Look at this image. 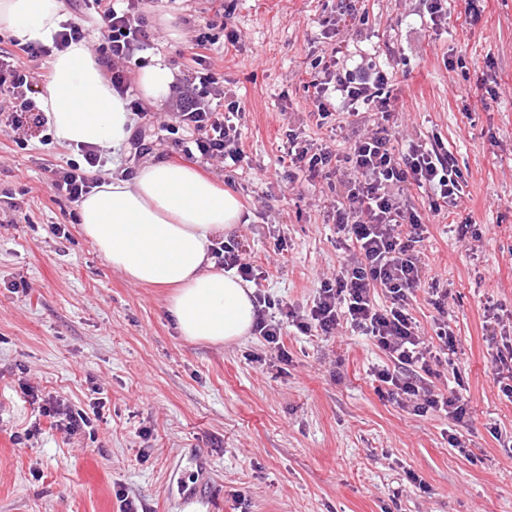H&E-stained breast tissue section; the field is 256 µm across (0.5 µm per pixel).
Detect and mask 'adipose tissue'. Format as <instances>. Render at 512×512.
Returning <instances> with one entry per match:
<instances>
[{
    "instance_id": "1",
    "label": "adipose tissue",
    "mask_w": 512,
    "mask_h": 512,
    "mask_svg": "<svg viewBox=\"0 0 512 512\" xmlns=\"http://www.w3.org/2000/svg\"><path fill=\"white\" fill-rule=\"evenodd\" d=\"M65 19L64 0H0V31L23 43L52 44ZM42 107L52 138L68 147L121 150L138 121L83 42L55 52ZM241 215L232 191L163 160L100 183L78 205L82 232L105 261L140 284L172 287L180 336L214 344L246 336L254 322L251 288L210 253Z\"/></svg>"
}]
</instances>
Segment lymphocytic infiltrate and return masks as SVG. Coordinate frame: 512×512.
I'll return each mask as SVG.
<instances>
[{"label":"lymphocytic infiltrate","instance_id":"1","mask_svg":"<svg viewBox=\"0 0 512 512\" xmlns=\"http://www.w3.org/2000/svg\"><path fill=\"white\" fill-rule=\"evenodd\" d=\"M85 5L104 22L98 59L110 71L113 89L121 96H130L129 66L154 39L142 10L143 0H85ZM85 37L81 23L68 21L52 44L30 43L18 55L0 47V97L13 100L22 111H36L41 77L24 68L21 57H49ZM207 43V34L196 37V69L192 77L176 85L168 109L174 112L179 128L193 133L192 144L201 156L223 160L231 167L244 159L237 125L241 107L235 100L214 105L209 87L216 79L205 67L202 55ZM322 72V78L311 82L318 118L328 119L340 105L389 110L390 99L383 94L388 84L385 72L374 69L356 73L341 67L336 56L324 62ZM82 155L84 165L54 169L50 189L55 196L76 203L90 193L94 183L89 171L101 165L102 156L98 148L89 146L83 148ZM285 155L290 168L312 179L344 172L336 204V233L347 258L333 277L322 281L307 313H297L265 291H256L254 333L280 350L289 325L304 334L323 336L335 335L343 327L360 332L392 362L391 367L376 374L389 396L411 407L413 414L432 409L463 422L467 414L463 398L433 393L425 383L426 375L442 366L444 357L456 354V338L443 315L448 291L439 281H432L430 286V302L438 313L434 339L421 336L410 312L413 292L423 278L416 245L422 240L424 226L420 216L402 203L403 195L414 188L427 193L434 214L457 206L462 172L455 157L441 146L412 142L397 148L384 127L358 136L340 163L328 148L301 141L294 134L288 137ZM380 294L385 296V303L377 302ZM38 410L49 418L51 428L69 436L91 425L84 410L58 398L44 399Z\"/></svg>","mask_w":512,"mask_h":512}]
</instances>
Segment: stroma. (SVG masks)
<instances>
[{
    "label": "stroma",
    "mask_w": 512,
    "mask_h": 512,
    "mask_svg": "<svg viewBox=\"0 0 512 512\" xmlns=\"http://www.w3.org/2000/svg\"><path fill=\"white\" fill-rule=\"evenodd\" d=\"M429 0H154L146 59L175 79L191 74L183 52L215 20L206 63L218 90L243 108L245 160L227 167L174 148L164 104H151L125 150L103 148L91 177L133 174L153 161L195 166L236 193V234L263 278L259 286L309 311L340 250L325 178L289 177L288 132L349 152L385 126L399 143H439L463 172L456 209L434 215L425 194L403 196L422 217L425 276L448 290L455 364L427 380L458 392L456 423L379 392L388 358L345 329L288 330L287 362L249 335L225 344L179 335L167 288L133 282L83 235L77 206L53 196L51 169L82 162L54 143L41 112L0 106V512H119L116 490L144 512H186L200 484L214 489L200 512H512V400L492 360L512 337V0H445L432 24ZM235 48H228L229 35ZM339 53L347 69L388 77L391 113L359 107L327 124L313 115L319 62ZM64 225L66 236L54 232ZM471 224L474 236L460 238ZM426 283L412 313L431 333ZM89 409L100 386L95 436L50 429L22 383ZM40 424L28 440L24 431ZM457 434L465 450L450 447Z\"/></svg>",
    "instance_id": "stroma-1"
}]
</instances>
